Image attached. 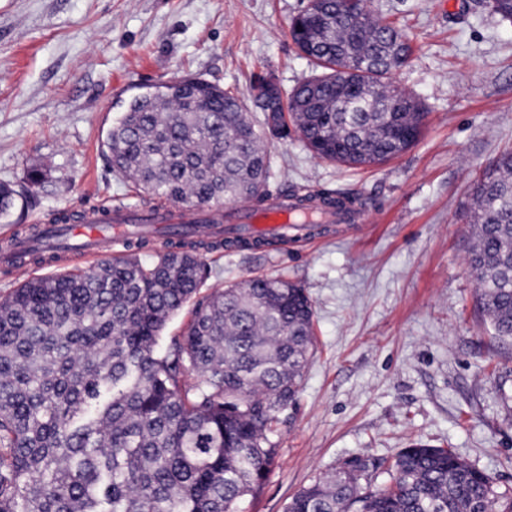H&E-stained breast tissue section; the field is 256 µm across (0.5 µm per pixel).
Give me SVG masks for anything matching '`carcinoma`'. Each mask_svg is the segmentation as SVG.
Masks as SVG:
<instances>
[{"instance_id": "obj_1", "label": "carcinoma", "mask_w": 512, "mask_h": 512, "mask_svg": "<svg viewBox=\"0 0 512 512\" xmlns=\"http://www.w3.org/2000/svg\"><path fill=\"white\" fill-rule=\"evenodd\" d=\"M355 0H309L290 26L321 73L296 86L258 126L242 98L195 76L132 97L108 133L113 172L142 200L264 205L270 126L293 125L317 158L382 164L417 139L426 112L392 74L411 48ZM19 192L0 182V217ZM329 193L293 194L299 210L352 212ZM57 213L29 238L55 237L50 258L77 251ZM468 264L493 335L512 342V150L476 180ZM267 239L206 241L192 225L152 259L146 241L89 271L32 277L0 297V512H237L262 491L280 415L295 405L314 350L313 303L282 277L258 276L196 295L200 250ZM190 320L165 351L168 322ZM384 470L387 480L373 485ZM286 512H512L501 488L448 448L414 444L391 459L353 456L295 493Z\"/></svg>"}]
</instances>
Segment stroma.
<instances>
[{
    "label": "stroma",
    "mask_w": 512,
    "mask_h": 512,
    "mask_svg": "<svg viewBox=\"0 0 512 512\" xmlns=\"http://www.w3.org/2000/svg\"><path fill=\"white\" fill-rule=\"evenodd\" d=\"M308 0H0V181L22 191L0 241L52 214L136 204L114 173L109 129L140 88L199 76L236 94L260 77L293 90L314 74L290 38ZM409 39L394 82L426 113L408 150L375 167L314 157L297 132L270 143V193L359 202L354 221L258 249L206 253L203 293L259 275L301 284L315 352L279 451L240 512H285L291 496L365 455L411 442L453 449L512 486V342L476 303L465 232L471 189L512 149V25L487 0H370ZM51 171L28 189V168Z\"/></svg>",
    "instance_id": "1"
}]
</instances>
